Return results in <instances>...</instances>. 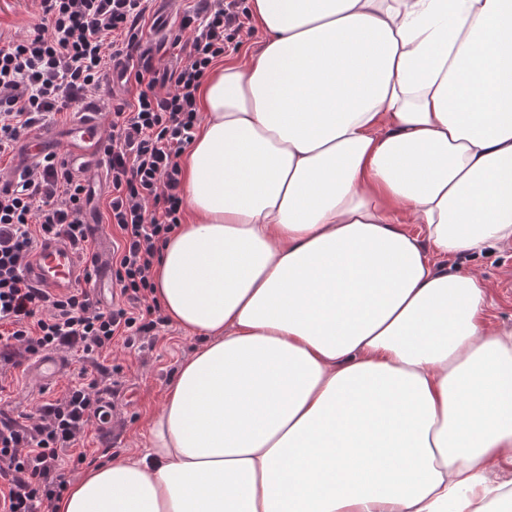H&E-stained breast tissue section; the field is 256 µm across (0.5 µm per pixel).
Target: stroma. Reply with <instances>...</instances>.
Instances as JSON below:
<instances>
[{
  "label": "stroma",
  "mask_w": 512,
  "mask_h": 512,
  "mask_svg": "<svg viewBox=\"0 0 512 512\" xmlns=\"http://www.w3.org/2000/svg\"><path fill=\"white\" fill-rule=\"evenodd\" d=\"M197 0H173L168 19L150 13L143 28L141 51L155 71H163L177 62L178 51L172 41L179 33L184 12L193 10ZM36 0H0V40L28 34L38 21ZM458 270L477 271L487 292L488 321L494 328L512 327V242L503 243L478 255L454 261ZM196 339L174 325L159 328L153 346L143 350L117 345L105 361L112 367V378L119 392L112 398L111 436L102 440L96 426H89L81 442L87 455L99 454L111 445L112 455L132 457L143 449L142 434L148 416L161 406L165 390L180 362L197 347ZM72 377L41 387L29 372L16 371L5 379L7 390L0 394V413L20 418L40 398L55 399L66 392Z\"/></svg>",
  "instance_id": "1"
}]
</instances>
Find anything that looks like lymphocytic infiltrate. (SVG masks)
<instances>
[{
	"instance_id": "lymphocytic-infiltrate-1",
	"label": "lymphocytic infiltrate",
	"mask_w": 512,
	"mask_h": 512,
	"mask_svg": "<svg viewBox=\"0 0 512 512\" xmlns=\"http://www.w3.org/2000/svg\"><path fill=\"white\" fill-rule=\"evenodd\" d=\"M29 33L0 45V156L50 115L83 106L117 58L138 86L113 107L102 143L112 190L108 220L120 232L114 284L125 306L101 308L88 282L61 292L29 275L39 242L63 240L85 269L83 180L48 156L0 186V368L17 369L51 351L87 360L153 336L165 321L153 267L184 210L181 158L200 113L199 89L249 18L245 0H198L184 13V59L161 76L140 52L149 0H38ZM101 368H79L67 393L41 400L23 420L0 416V512H43L67 488L60 451L76 447L91 422L107 424Z\"/></svg>"
}]
</instances>
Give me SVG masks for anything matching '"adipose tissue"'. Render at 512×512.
Returning a JSON list of instances; mask_svg holds the SVG:
<instances>
[{
	"label": "adipose tissue",
	"mask_w": 512,
	"mask_h": 512,
	"mask_svg": "<svg viewBox=\"0 0 512 512\" xmlns=\"http://www.w3.org/2000/svg\"><path fill=\"white\" fill-rule=\"evenodd\" d=\"M154 267L201 344L53 512H512V0H251ZM418 232H408V225ZM458 270H476L487 292L488 321L492 328L512 327V242L503 243L479 255L458 257Z\"/></svg>",
	"instance_id": "1"
}]
</instances>
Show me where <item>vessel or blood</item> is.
<instances>
[{
	"label": "vessel or blood",
	"mask_w": 512,
	"mask_h": 512,
	"mask_svg": "<svg viewBox=\"0 0 512 512\" xmlns=\"http://www.w3.org/2000/svg\"><path fill=\"white\" fill-rule=\"evenodd\" d=\"M48 154L61 155L69 167L80 171L103 167L99 112L93 108L84 110L65 127L45 128L20 140L14 148L12 176L23 174ZM82 274L77 254L61 240L43 243L35 253L30 271L34 280L55 290L72 287ZM111 294L112 274L107 253L102 250L96 258L94 295L102 302ZM67 369V361L53 354L41 356L33 366L38 378L46 384L56 381Z\"/></svg>",
	"instance_id": "obj_1"
}]
</instances>
